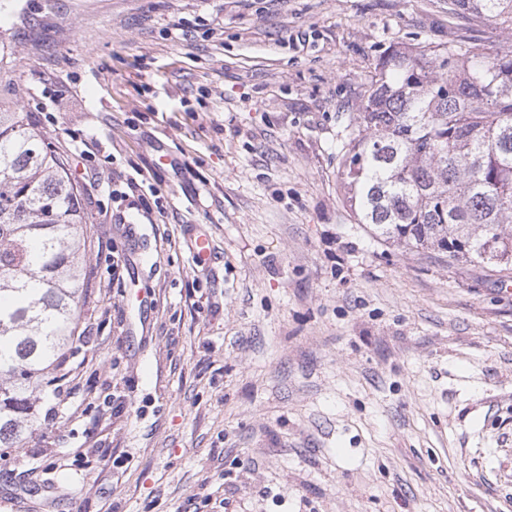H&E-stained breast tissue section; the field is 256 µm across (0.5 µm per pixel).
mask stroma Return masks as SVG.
I'll use <instances>...</instances> for the list:
<instances>
[{"instance_id": "1", "label": "stroma", "mask_w": 512, "mask_h": 512, "mask_svg": "<svg viewBox=\"0 0 512 512\" xmlns=\"http://www.w3.org/2000/svg\"><path fill=\"white\" fill-rule=\"evenodd\" d=\"M458 36L512 42L448 0H0V102L92 271L0 512H512V288L376 238L338 174L380 56Z\"/></svg>"}]
</instances>
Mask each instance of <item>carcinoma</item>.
I'll return each mask as SVG.
<instances>
[{"label":"carcinoma","mask_w":512,"mask_h":512,"mask_svg":"<svg viewBox=\"0 0 512 512\" xmlns=\"http://www.w3.org/2000/svg\"><path fill=\"white\" fill-rule=\"evenodd\" d=\"M448 17L512 29V0H448ZM356 223L448 264L512 271V44L394 50L340 145ZM66 161L24 112L0 104V447L38 429L35 394L72 353L88 239Z\"/></svg>","instance_id":"1"}]
</instances>
